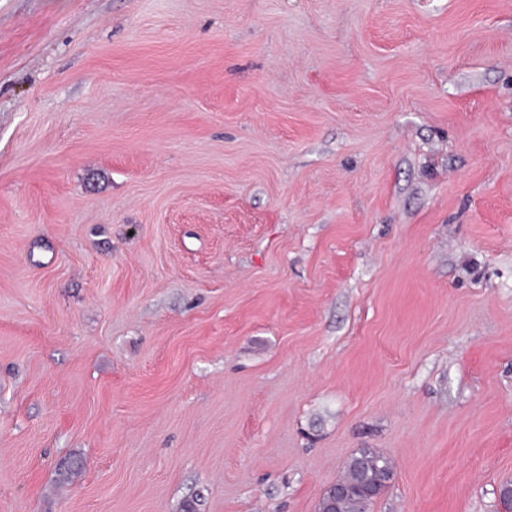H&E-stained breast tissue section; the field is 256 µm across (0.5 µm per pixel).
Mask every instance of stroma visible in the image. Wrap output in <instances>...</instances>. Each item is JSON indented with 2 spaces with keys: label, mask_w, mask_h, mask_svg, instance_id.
I'll return each mask as SVG.
<instances>
[{
  "label": "stroma",
  "mask_w": 512,
  "mask_h": 512,
  "mask_svg": "<svg viewBox=\"0 0 512 512\" xmlns=\"http://www.w3.org/2000/svg\"><path fill=\"white\" fill-rule=\"evenodd\" d=\"M497 512L512 0H0V512ZM392 472V464L387 456L374 449L363 448L349 459L343 478L357 491L374 483L383 474H390L383 480V484L388 485L393 478ZM326 494L329 500H334L337 503L343 499L348 498V487L344 483L336 482L326 489ZM375 498L376 497H365L357 499V496L353 495L347 500L341 501L336 507V511L334 512H351L348 503L352 499H357V509L355 512H370L371 505Z\"/></svg>",
  "instance_id": "35a3bbf8"
}]
</instances>
